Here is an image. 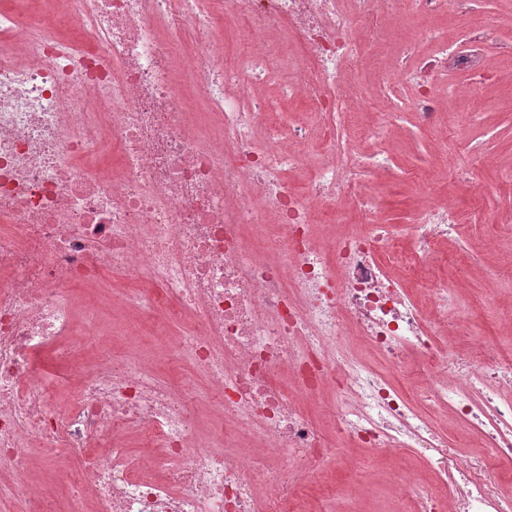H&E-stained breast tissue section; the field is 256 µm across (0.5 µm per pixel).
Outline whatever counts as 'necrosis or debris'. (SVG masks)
I'll list each match as a JSON object with an SVG mask.
<instances>
[{
	"label": "necrosis or debris",
	"instance_id": "obj_1",
	"mask_svg": "<svg viewBox=\"0 0 512 512\" xmlns=\"http://www.w3.org/2000/svg\"><path fill=\"white\" fill-rule=\"evenodd\" d=\"M55 2L0 10V461L12 468L0 507L45 512L37 446L77 465L69 512H304L355 446L410 452L430 474L392 475L413 512H512V348L480 369L479 348L450 349L472 311L425 274L446 261L459 211L437 201L410 214L408 236L393 232L373 184L399 166L384 147L368 161L355 150L387 114L337 128L367 106L343 69L371 58L369 23L392 0ZM441 16L460 23L458 41L434 29ZM228 17L262 43L231 70L207 39ZM402 19L438 47L379 79L412 87L430 134L446 126L436 85L478 114L512 45L476 0H409ZM286 41L306 60L287 93L314 116L287 130L239 94L273 76ZM330 212L362 221L327 244L314 227ZM80 336L96 356L79 355ZM145 341L189 381L160 380L135 350ZM46 353L63 365L51 376L36 366ZM395 373L418 377L414 394ZM329 388L350 401L323 425L302 401ZM447 412L479 454L449 448Z\"/></svg>",
	"mask_w": 512,
	"mask_h": 512
}]
</instances>
